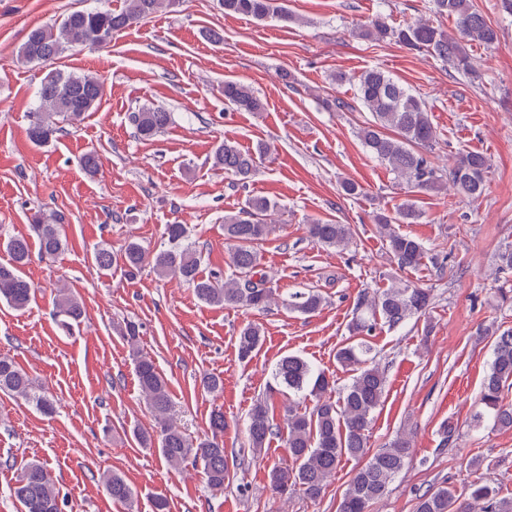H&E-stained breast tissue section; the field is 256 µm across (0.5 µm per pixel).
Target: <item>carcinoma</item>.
I'll use <instances>...</instances> for the list:
<instances>
[{
  "label": "carcinoma",
  "mask_w": 512,
  "mask_h": 512,
  "mask_svg": "<svg viewBox=\"0 0 512 512\" xmlns=\"http://www.w3.org/2000/svg\"><path fill=\"white\" fill-rule=\"evenodd\" d=\"M165 0H123L118 11L111 9L76 10L61 21L32 28L22 44L18 60L26 64L49 67L41 81L39 103L29 113L28 137L36 145L52 140L61 131L58 120L70 125L81 122L85 115L97 109L102 99L101 82L90 75L67 72L55 67L62 54L74 47L100 48L109 45L112 37L147 21L159 12ZM224 13L264 21L278 18L288 21V10L280 0H219ZM434 11L455 21L460 34L488 47L498 43L497 31L476 8L473 0H433ZM356 33L374 43L394 41L409 50L424 51L455 71L472 77L475 69L461 41L441 27L416 19L395 26L390 17L378 14L357 26ZM224 103L237 112H260L264 105L254 91L236 80H226L220 88ZM356 99L369 113L370 119L360 129L365 150L384 162L396 182L410 193L452 189L454 194L475 200L486 189L488 158L480 153L462 152L453 167L443 170L435 163L437 132L426 103L410 92L400 81L381 68L362 72ZM135 135L151 140L165 132L173 122L169 109L144 103L129 115ZM271 152V146L260 143L255 150H243L234 141L220 142L213 152V167L224 171L234 181L245 184L254 175L258 160ZM274 202L263 196L246 200L244 207L224 216V239L233 242L231 264L234 274L224 277L221 271L204 276L200 273L201 253L187 243L183 224L166 225L169 248L148 255L136 241L125 244L121 258L125 271L134 275L145 262L162 277L174 275L193 290L196 298L209 306L244 307L265 310L275 300V291L260 273V256L255 245L266 240L274 231ZM421 213L416 202L407 198L395 214L374 215L379 233L388 243L392 261L400 270L416 268L426 257V249L418 239L395 230L396 224H414ZM64 218L39 212L29 225V234L10 236L0 243L10 256V262L0 263V302L23 311L36 298V287L25 277L24 268L31 261L30 239L37 240L39 255L54 260L62 251L65 240L61 233ZM309 237L327 248H345L353 238L348 224L314 222L308 225ZM99 269L108 271L116 263L115 253L107 244L95 251ZM433 300L432 290L402 282L370 293H361L355 302L353 317L348 325L352 336L371 334L377 327L396 329L405 322L426 314ZM324 297L317 291L289 295L285 306L291 312L311 314L319 310ZM53 318L59 329L71 336L84 317L80 300L61 289L53 301ZM118 332L130 349L134 371L144 401L154 416L155 430H135L134 436L143 448L154 449L173 469L191 464L200 469L205 483L213 491L224 490L229 471L224 448V412L212 411L208 430L196 437L186 434L170 419L172 401L168 384L151 357L140 348L139 325L128 320ZM493 360L485 376L480 403L499 428H512V404L503 401L504 389L512 385V330L495 331ZM262 329L246 324L238 336V357L249 360L262 346ZM365 342L348 343L336 352V361L354 371L350 383L337 387L335 380L313 367L304 358L282 356L272 370L276 386L283 387L295 400L283 407L287 425L281 435L267 398L257 399L246 427L249 448L258 453L269 440L282 436L289 463L272 467L270 486L274 493L286 495L299 488L310 498H318L326 481L344 458L360 461L337 512H368L371 502L380 498L389 482L404 468L410 456L411 440L404 434L394 436L384 447L371 453L368 449L369 428L373 414L381 405L386 389L385 371L368 357ZM0 391L34 406L45 416L55 412V405L27 372L7 357L0 356ZM314 399L309 410H301L298 400ZM100 481L115 502L128 506L136 492L120 475L104 472ZM21 512H60L59 491L47 465L32 460L24 465L14 487ZM484 502V512H512V499L498 496V491L478 477L461 490L442 487L420 497L416 512H471V502Z\"/></svg>",
  "instance_id": "obj_1"
}]
</instances>
